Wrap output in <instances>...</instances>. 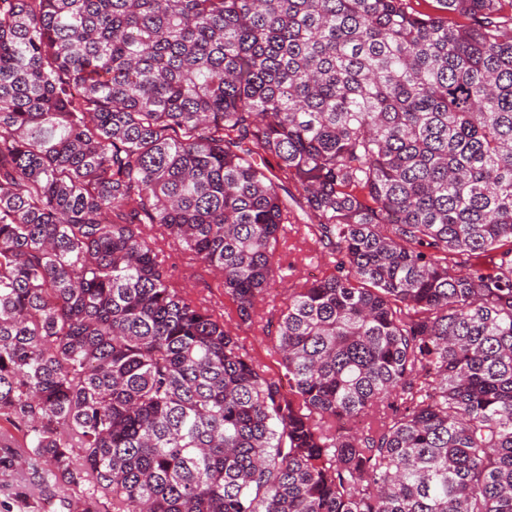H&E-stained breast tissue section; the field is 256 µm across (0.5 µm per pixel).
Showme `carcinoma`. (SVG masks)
<instances>
[{
    "label": "carcinoma",
    "instance_id": "cac0c4a2",
    "mask_svg": "<svg viewBox=\"0 0 512 512\" xmlns=\"http://www.w3.org/2000/svg\"><path fill=\"white\" fill-rule=\"evenodd\" d=\"M436 3L0 0V419L82 512H512V0ZM301 225L285 393L158 242L253 324Z\"/></svg>",
    "mask_w": 512,
    "mask_h": 512
}]
</instances>
